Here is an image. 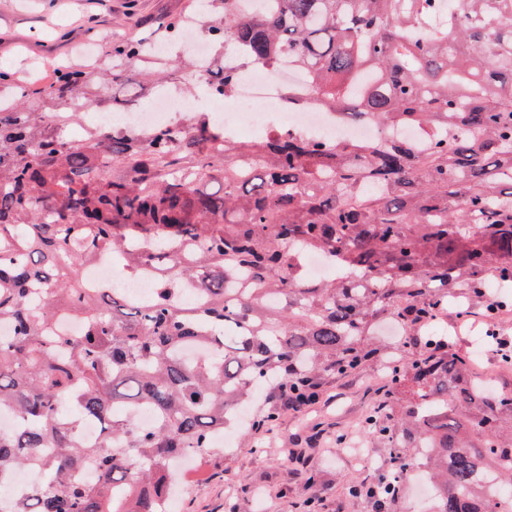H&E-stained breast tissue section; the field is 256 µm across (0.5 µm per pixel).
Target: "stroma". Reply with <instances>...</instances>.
Instances as JSON below:
<instances>
[{"label":"stroma","mask_w":512,"mask_h":512,"mask_svg":"<svg viewBox=\"0 0 512 512\" xmlns=\"http://www.w3.org/2000/svg\"><path fill=\"white\" fill-rule=\"evenodd\" d=\"M202 0H0V68L13 80L48 82L46 61L84 68L100 62L107 33L149 38L158 20L200 9ZM380 361L323 380L317 401L303 411L282 409L264 453L252 440L235 439L233 451L209 457L197 475L176 484L177 512H432L433 501L412 487L386 508L352 497L351 484L388 476L389 450L360 432L365 409L400 415L404 399L389 394Z\"/></svg>","instance_id":"35a3bbf8"}]
</instances>
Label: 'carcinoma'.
<instances>
[{
    "label": "carcinoma",
    "instance_id": "cac0c4a2",
    "mask_svg": "<svg viewBox=\"0 0 512 512\" xmlns=\"http://www.w3.org/2000/svg\"><path fill=\"white\" fill-rule=\"evenodd\" d=\"M277 0L246 16L237 0H209L203 26L238 63L281 56L307 70L312 91L340 112L428 132L422 146L239 140L211 116L121 131L87 119L123 112L118 85L165 89L192 67L181 56L140 70L145 43L112 44L96 87L63 71L19 87L0 107V408L20 418L0 433V489L17 469L32 480L14 512H158L176 457L217 454L229 408L260 383L302 409L319 380L375 357L391 383H411L400 417L369 414L367 439L391 448V468L428 454L436 512H506L487 484L512 479V393L471 380V363L438 340L410 339L448 311L485 302L489 281L512 286V0ZM237 71L208 75L211 94ZM82 125V139L64 134ZM311 248L367 282L312 286L291 258ZM110 255L154 279L150 305L80 275ZM200 290L201 314L180 300ZM82 318L80 336L52 330L58 314ZM408 328L396 358L369 341L372 321ZM120 406L124 414L111 408ZM152 406L156 424L130 411ZM86 417L103 424L96 446L77 438ZM91 466L96 481L74 476ZM383 506L403 493L392 478Z\"/></svg>",
    "mask_w": 512,
    "mask_h": 512
}]
</instances>
